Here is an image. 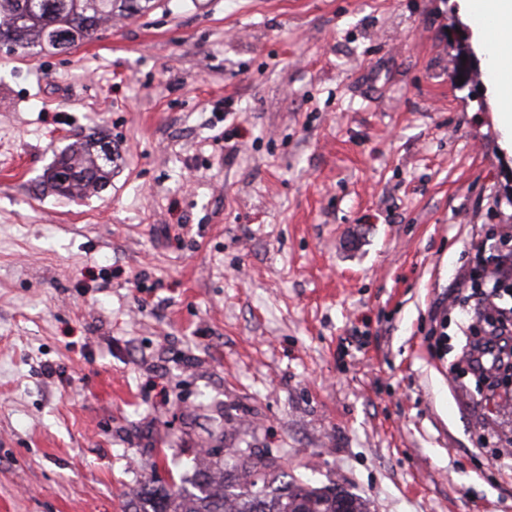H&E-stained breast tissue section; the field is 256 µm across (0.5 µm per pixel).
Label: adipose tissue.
Returning <instances> with one entry per match:
<instances>
[{
    "mask_svg": "<svg viewBox=\"0 0 512 512\" xmlns=\"http://www.w3.org/2000/svg\"><path fill=\"white\" fill-rule=\"evenodd\" d=\"M460 9L475 20V45L493 53L489 82L495 121L504 142L512 143V0H462Z\"/></svg>",
    "mask_w": 512,
    "mask_h": 512,
    "instance_id": "adipose-tissue-1",
    "label": "adipose tissue"
}]
</instances>
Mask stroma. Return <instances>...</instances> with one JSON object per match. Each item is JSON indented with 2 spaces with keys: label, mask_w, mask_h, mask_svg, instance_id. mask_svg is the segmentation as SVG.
Here are the masks:
<instances>
[{
  "label": "stroma",
  "mask_w": 512,
  "mask_h": 512,
  "mask_svg": "<svg viewBox=\"0 0 512 512\" xmlns=\"http://www.w3.org/2000/svg\"><path fill=\"white\" fill-rule=\"evenodd\" d=\"M471 36L457 0H156L0 51V512H143L209 446L371 512H512V400L451 372L512 228ZM92 126L110 186L40 193Z\"/></svg>",
  "instance_id": "obj_1"
}]
</instances>
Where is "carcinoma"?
Segmentation results:
<instances>
[{
	"label": "carcinoma",
	"mask_w": 512,
	"mask_h": 512,
	"mask_svg": "<svg viewBox=\"0 0 512 512\" xmlns=\"http://www.w3.org/2000/svg\"><path fill=\"white\" fill-rule=\"evenodd\" d=\"M154 0H0V29L14 30L8 55L29 56L48 48L54 33H65L71 46L94 38L115 16L133 18ZM118 157L112 140L92 130L77 147L60 154L46 169L42 187L74 199L99 193L111 182ZM190 487L165 490L146 483L139 496L151 512H369L366 501L336 486H315L288 479L281 465L236 450L233 461L208 458L197 464Z\"/></svg>",
	"instance_id": "cac0c4a2"
}]
</instances>
